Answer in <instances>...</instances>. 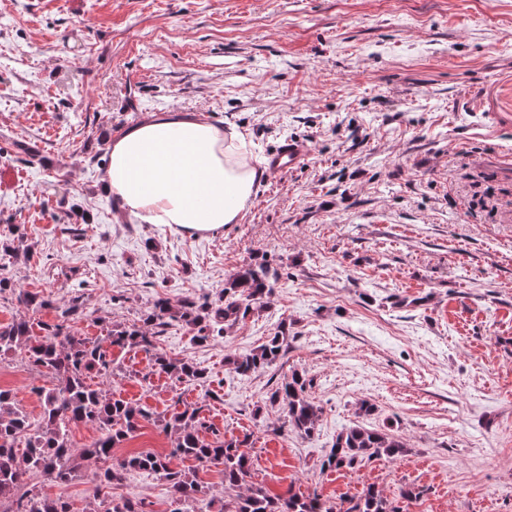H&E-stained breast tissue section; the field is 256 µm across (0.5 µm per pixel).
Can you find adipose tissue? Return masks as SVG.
Instances as JSON below:
<instances>
[{
  "label": "adipose tissue",
  "instance_id": "ef3b65f1",
  "mask_svg": "<svg viewBox=\"0 0 512 512\" xmlns=\"http://www.w3.org/2000/svg\"><path fill=\"white\" fill-rule=\"evenodd\" d=\"M235 130L159 112L112 142L105 189L143 224L212 233L238 223L260 174Z\"/></svg>",
  "mask_w": 512,
  "mask_h": 512
}]
</instances>
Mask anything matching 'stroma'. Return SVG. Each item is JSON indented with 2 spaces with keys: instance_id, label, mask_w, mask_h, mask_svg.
I'll return each instance as SVG.
<instances>
[{
  "instance_id": "obj_1",
  "label": "stroma",
  "mask_w": 512,
  "mask_h": 512,
  "mask_svg": "<svg viewBox=\"0 0 512 512\" xmlns=\"http://www.w3.org/2000/svg\"><path fill=\"white\" fill-rule=\"evenodd\" d=\"M168 110L239 131L259 169L286 139L310 156L262 174L221 232L140 224L103 189L112 139ZM497 155L512 160V0H0V172L15 176L0 188V275L51 300L36 321L76 299L75 330L104 343L157 298L216 301L261 260L279 274L268 306L221 339L167 328L163 349L206 368L201 382L110 348L120 372L90 383L154 415L117 457L170 455L160 417L202 403L247 438L271 493L337 505L372 483L394 501L419 491L406 512H512V177L486 173ZM282 326L275 369L225 366ZM295 369L322 408L310 438L266 401ZM51 385L0 355V388L31 420ZM359 420L409 455L320 471ZM96 469L36 487L91 512ZM119 493L170 508L153 475L129 473Z\"/></svg>"
}]
</instances>
